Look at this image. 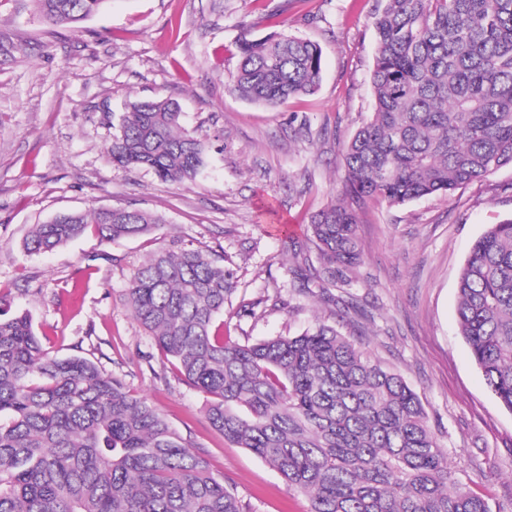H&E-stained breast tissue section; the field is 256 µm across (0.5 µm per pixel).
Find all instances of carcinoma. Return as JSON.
<instances>
[{"instance_id": "1", "label": "carcinoma", "mask_w": 512, "mask_h": 512, "mask_svg": "<svg viewBox=\"0 0 512 512\" xmlns=\"http://www.w3.org/2000/svg\"><path fill=\"white\" fill-rule=\"evenodd\" d=\"M109 0H34L74 27ZM275 21L243 29L227 89L269 107L311 95L322 49ZM369 119L342 150L343 197L403 205L447 194L512 165V0H378ZM167 98L133 103L107 156L189 184L202 142ZM164 218L88 208L36 224L23 249L50 252L91 230L117 244ZM348 204L311 216L319 266L283 274L324 303L362 258ZM237 292L224 257L182 242L150 253L124 300L182 381L203 394L210 425L304 494L309 512H490L451 478L428 414L403 378L323 321L244 344L224 337ZM0 512H242L235 494L146 399L93 361L58 357L32 318L1 309ZM458 324L492 395L512 412V218L474 242L458 285Z\"/></svg>"}]
</instances>
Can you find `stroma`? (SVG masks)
Wrapping results in <instances>:
<instances>
[{"instance_id":"1","label":"stroma","mask_w":512,"mask_h":512,"mask_svg":"<svg viewBox=\"0 0 512 512\" xmlns=\"http://www.w3.org/2000/svg\"><path fill=\"white\" fill-rule=\"evenodd\" d=\"M376 0H111L80 28L41 22L33 0H0V293L31 314L47 348L98 363L148 401L241 500L244 512H309L308 499L248 450L225 442L132 317L133 268L174 241L222 255L237 283L224 333L244 343L294 335L316 316L361 342L419 396L455 477L512 512V412L487 390L456 328L457 281L488 225L512 218V165L447 194L357 207L363 256L332 313L286 278L283 235L341 196L344 144L370 116ZM323 49L321 86L270 108L230 94L241 27L271 19ZM179 33H172V22ZM179 102L205 145L196 180L165 183L112 164L113 123L131 103ZM128 207L163 215L117 244L95 236L24 255L32 225L57 213ZM262 300L257 314L243 301Z\"/></svg>"}]
</instances>
